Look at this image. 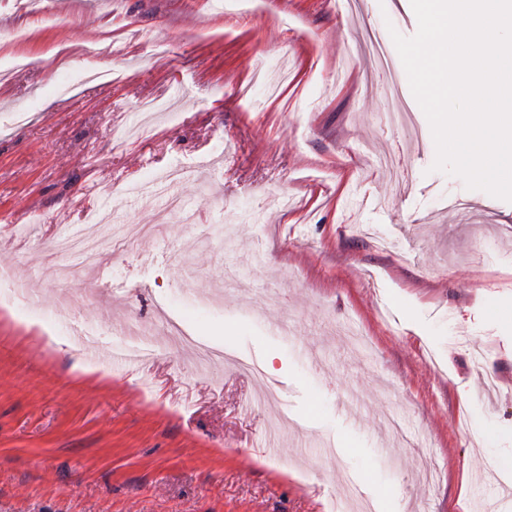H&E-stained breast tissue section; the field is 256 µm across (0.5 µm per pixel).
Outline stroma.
<instances>
[{"label":"stroma","instance_id":"1","mask_svg":"<svg viewBox=\"0 0 512 512\" xmlns=\"http://www.w3.org/2000/svg\"><path fill=\"white\" fill-rule=\"evenodd\" d=\"M23 3L0 0V512H351L359 485L375 512L497 499L481 474L512 461V203L433 171L401 60L365 55L415 34L410 0ZM99 39L111 62L85 55ZM395 93L415 132L388 125ZM178 161L196 176L166 196L192 221L113 244L154 222L166 197L138 189ZM21 215L39 232L18 237ZM91 222L102 266L60 276L55 235ZM161 309L272 362L279 396L169 349ZM140 332L157 351L132 365L73 341Z\"/></svg>","mask_w":512,"mask_h":512}]
</instances>
